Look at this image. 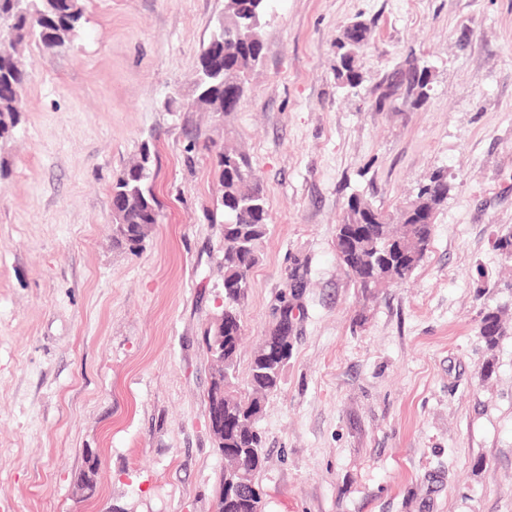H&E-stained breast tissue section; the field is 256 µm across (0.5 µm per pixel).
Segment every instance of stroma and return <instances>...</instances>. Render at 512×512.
<instances>
[{
	"label": "stroma",
	"mask_w": 512,
	"mask_h": 512,
	"mask_svg": "<svg viewBox=\"0 0 512 512\" xmlns=\"http://www.w3.org/2000/svg\"><path fill=\"white\" fill-rule=\"evenodd\" d=\"M223 14L86 0L73 44L25 49L26 110L0 142V512H215L211 139L247 155L269 213L240 376L304 267L258 422L261 512H512V260L496 248L512 232V0H268L238 109L168 111L191 101ZM356 23L369 41L347 89L336 44ZM145 141L164 208L133 253L113 240L111 187ZM438 169L453 189L423 259L362 297L334 249L350 196L391 211ZM497 307L508 329L490 350L477 327Z\"/></svg>",
	"instance_id": "35a3bbf8"
}]
</instances>
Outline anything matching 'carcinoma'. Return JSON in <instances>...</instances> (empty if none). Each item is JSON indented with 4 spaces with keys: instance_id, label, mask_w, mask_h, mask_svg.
I'll use <instances>...</instances> for the list:
<instances>
[{
    "instance_id": "carcinoma-1",
    "label": "carcinoma",
    "mask_w": 512,
    "mask_h": 512,
    "mask_svg": "<svg viewBox=\"0 0 512 512\" xmlns=\"http://www.w3.org/2000/svg\"><path fill=\"white\" fill-rule=\"evenodd\" d=\"M265 0H225L224 24L216 26L207 46L198 55L193 102L204 112L224 111V90L243 97L248 74L263 55L260 27ZM84 0H0V35L15 40L11 49L0 42V141L12 137L25 112V92L30 79L22 45L35 42L47 49L65 47L80 34ZM367 39V28L356 24L346 41L337 44L336 77L356 86L359 73L346 46L357 47ZM215 169L224 188V360L215 374L224 377V449L226 467H236L257 485L256 474L264 462L263 436L256 423L266 398L280 384L281 371L292 356L291 335L280 333L283 322L295 319L294 308L282 299L276 321L254 354L245 389L235 387L239 375L240 308L256 266L259 244L268 233V208L264 189L251 178L247 156L230 145L212 149ZM155 171L152 153L145 144L136 162L112 183L111 194L123 199L122 222L114 228V240L138 252L150 225L161 217V205L153 191ZM452 190L443 170L431 174L414 199L391 215L368 200L353 195L336 225V258L361 292H375L409 279L423 259L434 231V218ZM500 312L489 310L481 318L478 336L491 350L505 334ZM261 496L252 490L236 506L223 512H257Z\"/></svg>"
}]
</instances>
